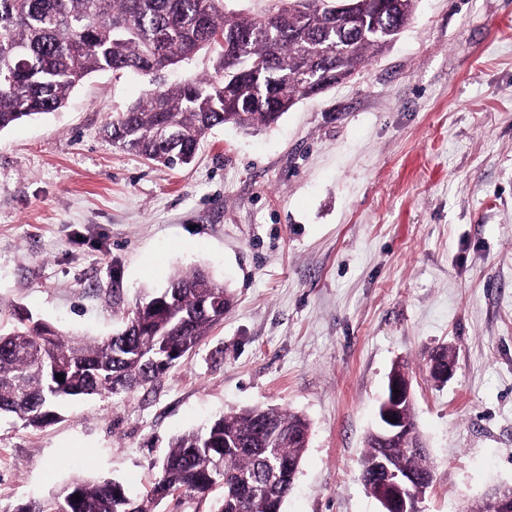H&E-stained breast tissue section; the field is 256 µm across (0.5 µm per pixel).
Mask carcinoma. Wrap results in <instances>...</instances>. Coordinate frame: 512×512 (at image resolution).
Returning a JSON list of instances; mask_svg holds the SVG:
<instances>
[{"instance_id":"carcinoma-1","label":"carcinoma","mask_w":512,"mask_h":512,"mask_svg":"<svg viewBox=\"0 0 512 512\" xmlns=\"http://www.w3.org/2000/svg\"><path fill=\"white\" fill-rule=\"evenodd\" d=\"M258 16L227 13L224 0H0V131L65 107L94 72L157 76L215 44L214 74L152 87L104 127L115 147L176 168L191 164L214 128L276 123L299 101L350 78L383 53L411 20L418 0H270ZM232 294L204 268L179 271L147 296L110 336L92 343L56 325L18 316L0 328V413L39 428L71 398L131 391L173 368L148 358L197 346L224 320ZM62 375L64 381L56 380ZM308 420L251 407L181 435L138 512L180 491L223 496L216 512H281L308 442ZM433 471L424 448L368 436L360 476L375 496L383 471ZM81 496L74 500L73 495ZM128 490L76 478L52 508L16 512H125Z\"/></svg>"}]
</instances>
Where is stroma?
<instances>
[{
  "label": "stroma",
  "mask_w": 512,
  "mask_h": 512,
  "mask_svg": "<svg viewBox=\"0 0 512 512\" xmlns=\"http://www.w3.org/2000/svg\"><path fill=\"white\" fill-rule=\"evenodd\" d=\"M150 86L96 73L0 132V322L24 309L95 340L194 267L234 305L155 383L41 429L1 415L0 512L78 477L146 495L176 436L256 405L311 424L282 512H381L359 468L398 363L433 464L423 512L512 484V0H419L351 78L274 125L214 129L185 169L103 138Z\"/></svg>",
  "instance_id": "stroma-1"
}]
</instances>
